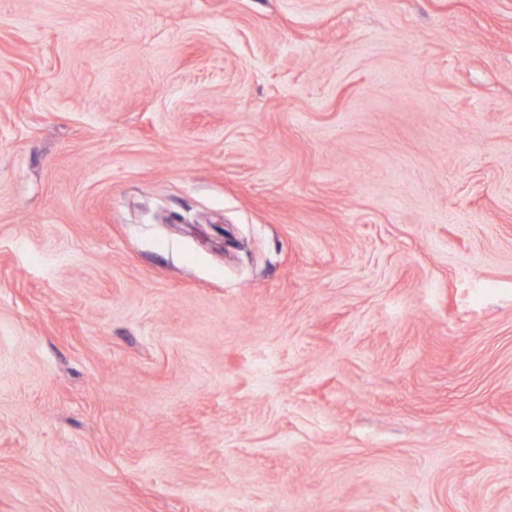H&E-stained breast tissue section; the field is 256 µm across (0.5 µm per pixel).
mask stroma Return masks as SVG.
<instances>
[{"label":"stroma","mask_w":512,"mask_h":512,"mask_svg":"<svg viewBox=\"0 0 512 512\" xmlns=\"http://www.w3.org/2000/svg\"><path fill=\"white\" fill-rule=\"evenodd\" d=\"M0 512H512V0H0Z\"/></svg>","instance_id":"35a3bbf8"}]
</instances>
